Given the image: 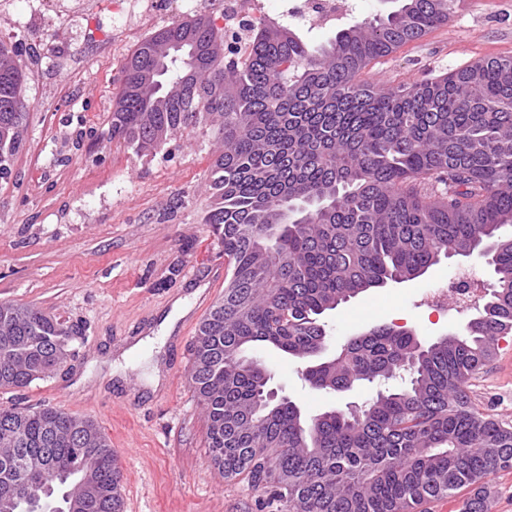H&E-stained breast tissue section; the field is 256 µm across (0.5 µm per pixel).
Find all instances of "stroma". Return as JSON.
<instances>
[{"label": "stroma", "instance_id": "stroma-1", "mask_svg": "<svg viewBox=\"0 0 512 512\" xmlns=\"http://www.w3.org/2000/svg\"><path fill=\"white\" fill-rule=\"evenodd\" d=\"M74 2L45 0L44 16L25 34L37 49L21 56L32 110L11 173L0 178V303L36 306L82 335L67 363L23 390L0 389V404L41 403L93 418L117 455L123 512H276L247 479L224 478L211 461L207 413L191 378L193 335L172 334L161 352L133 356L118 384L95 382L96 356L107 349L120 355L196 286L223 296L207 269L223 259L224 246L205 222L217 203L210 165L219 143L208 125L178 132L147 155L113 140L112 107L135 44L113 28L111 0H96L111 37L92 43L86 23L62 15ZM134 9L155 12L159 27L175 17L224 24L215 0H165L161 7L134 0ZM490 57H512V0H460L448 23L372 61L360 78L413 84ZM458 274L481 291L496 284L484 260L444 258L416 279L369 289L325 313L327 337L340 346L377 326L414 331L426 343L463 333L476 310H435L425 296ZM248 354L265 363L271 387L308 419L376 393L368 386L317 391L304 377L306 361L262 343ZM156 363L163 382L151 391L144 380ZM85 374L89 382L77 386ZM465 391L483 413L512 427V354L498 351Z\"/></svg>", "mask_w": 512, "mask_h": 512}]
</instances>
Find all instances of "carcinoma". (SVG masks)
Instances as JSON below:
<instances>
[{"label":"carcinoma","mask_w":512,"mask_h":512,"mask_svg":"<svg viewBox=\"0 0 512 512\" xmlns=\"http://www.w3.org/2000/svg\"><path fill=\"white\" fill-rule=\"evenodd\" d=\"M384 2L393 7L324 44L251 21L241 45L237 32L198 20L193 39L214 44L211 65L188 78L184 58L170 59L159 84L139 85L135 72L156 66L162 42L183 37L174 21L132 51L112 109V138L138 154L161 147L159 130L215 126L224 150L211 165L218 202L205 222L233 272L198 330L192 378L215 465L288 499L294 512H407L512 467V429L479 413L464 390L512 332V57L413 85L361 82L371 61L448 22L458 0ZM26 79L20 63L0 73V124L18 128L0 146L3 177L23 145L30 104L7 108ZM480 237L496 243L497 291L483 320L430 344L378 327L307 370L314 388L339 393L413 365L407 384L366 401L356 417L307 420L293 401L269 398L264 365L224 362V352L257 342L311 360L326 336L321 316L334 306L415 279ZM6 332L33 347L0 355L1 389L42 378L82 335L36 307L1 303ZM8 425L23 430V443L0 444V495L23 453L44 455L45 473L62 476L90 452L99 493L85 512H122L116 456L93 421L1 405L0 429Z\"/></svg>","instance_id":"cac0c4a2"}]
</instances>
